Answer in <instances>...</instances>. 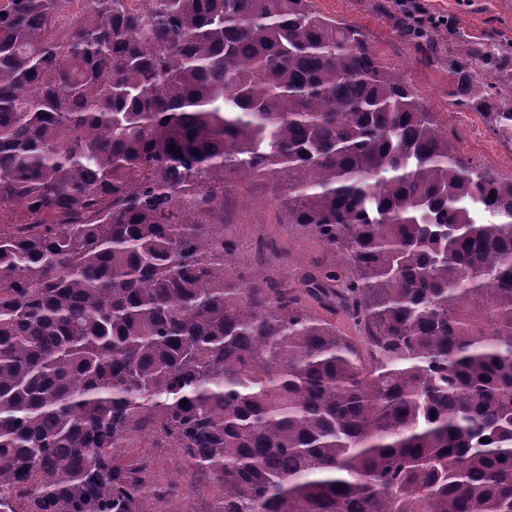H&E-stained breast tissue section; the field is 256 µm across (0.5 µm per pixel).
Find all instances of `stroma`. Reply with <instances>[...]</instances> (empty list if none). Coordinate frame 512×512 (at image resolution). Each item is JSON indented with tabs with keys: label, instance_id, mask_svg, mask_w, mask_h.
I'll list each match as a JSON object with an SVG mask.
<instances>
[{
	"label": "stroma",
	"instance_id": "1",
	"mask_svg": "<svg viewBox=\"0 0 512 512\" xmlns=\"http://www.w3.org/2000/svg\"><path fill=\"white\" fill-rule=\"evenodd\" d=\"M428 14L445 15L450 28L434 29L442 52L435 60L425 59L415 43L400 36L394 26L397 10L393 0H308L309 7L330 19L364 29L381 61L399 70L427 111L433 112L453 137L458 153L491 170L502 179L512 178V138L496 132L473 111L453 107L448 97V56L450 31H463L480 39L512 42V0H421ZM271 182H263L248 196L237 198L233 222L226 234L237 239L240 248L237 268L255 265L252 246L262 238L274 244L270 275L281 285L293 287L300 268L327 267L341 259L310 235L280 224V208L273 198ZM119 460L148 459L158 483L179 484L181 494L168 505V512H213L218 485L211 476L199 473L170 448L138 441L136 447L116 449Z\"/></svg>",
	"mask_w": 512,
	"mask_h": 512
}]
</instances>
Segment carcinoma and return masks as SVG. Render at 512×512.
<instances>
[{
    "label": "carcinoma",
    "mask_w": 512,
    "mask_h": 512,
    "mask_svg": "<svg viewBox=\"0 0 512 512\" xmlns=\"http://www.w3.org/2000/svg\"><path fill=\"white\" fill-rule=\"evenodd\" d=\"M455 43L512 136V44ZM263 179L344 272L235 270ZM135 437L215 512H512V180L306 0H0V512H163ZM137 448H115L120 461L136 457L151 462V473L160 484L175 482L181 494L163 508L169 512H212L216 504L218 485L211 476L199 473L182 461L172 448H155L151 441L136 439Z\"/></svg>",
    "instance_id": "obj_1"
}]
</instances>
